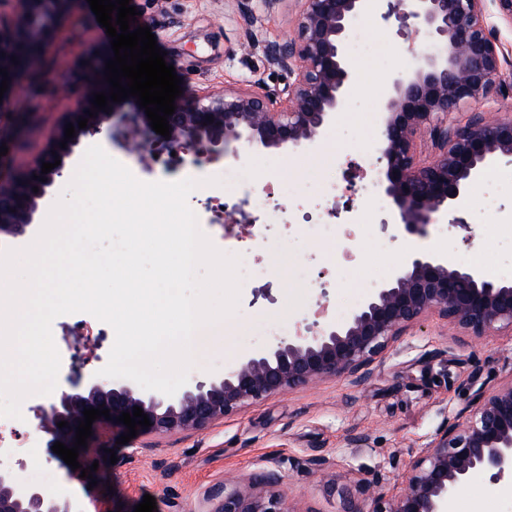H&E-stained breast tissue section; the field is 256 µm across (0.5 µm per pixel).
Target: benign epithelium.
<instances>
[{"mask_svg": "<svg viewBox=\"0 0 512 512\" xmlns=\"http://www.w3.org/2000/svg\"><path fill=\"white\" fill-rule=\"evenodd\" d=\"M74 0H0L13 4L9 16L0 12V68L9 73L8 89L0 99V120L12 99L23 90L25 76L44 67V51L68 18ZM296 36L283 42L259 43L268 61L294 77L279 108L264 93L249 88L226 89L176 106L168 118L171 137L144 124L145 110L132 97V108L87 118L93 93L109 91L104 59L89 50L81 66L84 95L68 122L75 137L64 149V131L36 165L19 175L0 177V231L24 236L34 223L41 201L47 199L66 164L76 163L89 146L112 140L115 119L131 126L124 138L133 149L150 153L180 147L198 160L216 162L233 143L270 150L304 151L341 111L352 85L353 71L345 52L349 21L364 12L367 0H295ZM385 21L399 30L412 29L433 41L432 51L410 73L391 78L378 147L380 186L408 237L422 238L428 227L449 210L461 208L471 183L497 161L512 159V117L490 118L471 113L463 125L451 126L448 116L491 95L508 59L487 23L490 10L512 21V0H384ZM17 57L14 64L11 57ZM214 122H209L206 117ZM429 137L433 152L426 162L416 158L417 141ZM60 165L41 175L44 162ZM38 192H33V187ZM435 312L453 327L482 336L512 328V281H493L475 269L457 268L425 250L408 252L392 278L368 298L342 325L315 320L276 346L243 359L220 380H198L180 393L145 395L132 387L114 388L93 380L75 384L49 406L32 408L33 425L46 436V450L57 442L71 448L78 421L88 408L110 410L111 418L93 422L105 433L123 412L142 408L155 433L192 432L235 413L244 405L327 377L346 376L360 383L375 356L405 328ZM68 422L60 429L57 423ZM479 474L493 481L512 479V380L478 393L465 419L454 418L411 462L408 476L383 492L377 482L363 480L347 494L345 512H447L448 499ZM282 475L266 467L246 478L209 490L192 512H293L281 489ZM0 512H87L66 496H47L0 473Z\"/></svg>", "mask_w": 512, "mask_h": 512, "instance_id": "obj_1", "label": "benign epithelium"}]
</instances>
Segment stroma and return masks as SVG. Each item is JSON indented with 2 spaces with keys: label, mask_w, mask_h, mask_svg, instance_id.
Masks as SVG:
<instances>
[{
  "label": "stroma",
  "mask_w": 512,
  "mask_h": 512,
  "mask_svg": "<svg viewBox=\"0 0 512 512\" xmlns=\"http://www.w3.org/2000/svg\"><path fill=\"white\" fill-rule=\"evenodd\" d=\"M166 51V63L183 81L184 98L227 87L258 84L260 92L278 94L289 77L253 51L254 40L278 41L292 32L297 9L283 0L267 10L263 0H132ZM371 20L355 18L361 37L379 47L377 55L353 58V91L348 104L326 129L316 146L304 152L267 151L230 145L222 161L197 167L184 164V174L199 179L188 204L207 212L214 188L209 178L224 167L239 168L244 178L228 190V205L251 208L253 189L299 187L321 178L343 176L349 163L368 170L375 163L390 79L416 69L420 56L411 54L409 39L385 23L380 7ZM87 0H76L52 43L42 73L27 81L0 127L11 130L22 120L19 138H6V159L13 171L32 166L84 95L79 57L89 48L109 47ZM356 214L364 225L350 223L346 212L336 221L334 239H295L287 258L272 259L270 276L241 289L236 313L204 330L197 338L190 378L207 380L230 372L244 358L274 344L256 335L259 324L278 323L295 329L314 315L340 322L368 296L362 279L386 283L413 249L435 253L449 262L480 267L499 277L512 263V248L497 234L495 216L512 217V193L493 179L471 184L462 211L476 230V244L464 242L463 231L441 217L426 237L405 236L387 205L357 196ZM76 312L57 317L54 342L61 365L57 391L74 381L96 378L108 362L113 328L96 321L91 340L75 351L72 336ZM512 380V332L501 330L475 337L448 325L438 315L426 316L391 339L368 367L360 384L347 377H329L299 386L242 408L204 430L168 435H137L116 446V464H104L93 481L78 479L69 465L49 458L34 439L31 409L52 403L49 395H31L15 421L11 452L0 455V469L17 481L37 485L50 496L65 494L97 503L107 512H134L144 495L156 500V512H187L210 488L233 477L276 467L293 512H343V492L355 483L378 481L391 491L404 481L409 464L439 430L466 412L479 390ZM452 512H512V480L497 483L478 476L453 497Z\"/></svg>",
  "instance_id": "1"
}]
</instances>
